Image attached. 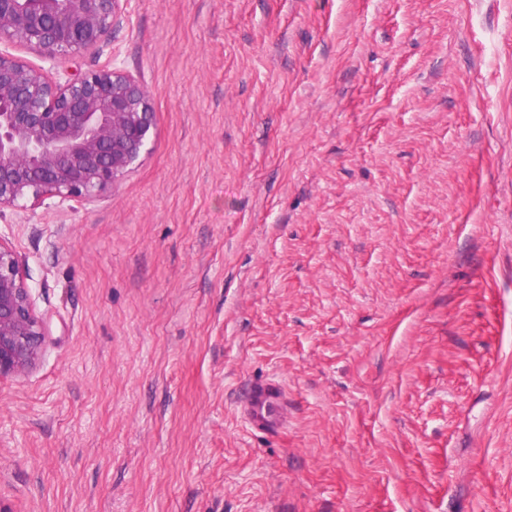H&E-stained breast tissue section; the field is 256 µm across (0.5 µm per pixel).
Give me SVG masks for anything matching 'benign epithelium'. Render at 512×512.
Here are the masks:
<instances>
[{"label": "benign epithelium", "mask_w": 512, "mask_h": 512, "mask_svg": "<svg viewBox=\"0 0 512 512\" xmlns=\"http://www.w3.org/2000/svg\"><path fill=\"white\" fill-rule=\"evenodd\" d=\"M123 0H0V45L66 60L94 49ZM154 112L145 89L110 65L63 81L0 50V210L46 196L90 201L146 150ZM48 336L0 242V377L22 376Z\"/></svg>", "instance_id": "1"}]
</instances>
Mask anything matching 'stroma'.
<instances>
[{
    "label": "stroma",
    "instance_id": "obj_1",
    "mask_svg": "<svg viewBox=\"0 0 512 512\" xmlns=\"http://www.w3.org/2000/svg\"><path fill=\"white\" fill-rule=\"evenodd\" d=\"M150 149L0 210L49 335L12 512H512V0H124ZM282 388L252 425V382Z\"/></svg>",
    "mask_w": 512,
    "mask_h": 512
}]
</instances>
